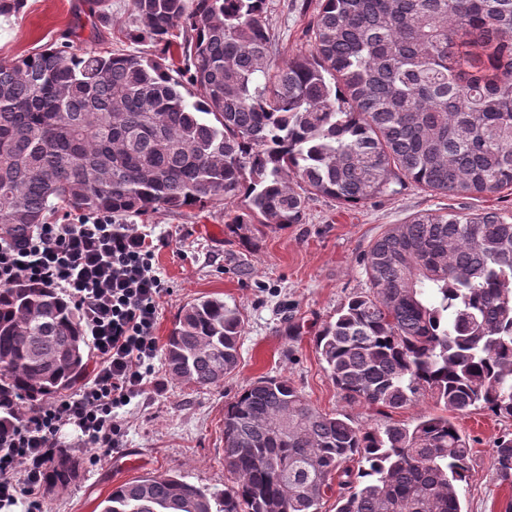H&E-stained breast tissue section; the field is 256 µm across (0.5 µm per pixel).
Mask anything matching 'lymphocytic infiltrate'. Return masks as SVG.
Returning <instances> with one entry per match:
<instances>
[{"label": "lymphocytic infiltrate", "instance_id": "obj_1", "mask_svg": "<svg viewBox=\"0 0 512 512\" xmlns=\"http://www.w3.org/2000/svg\"><path fill=\"white\" fill-rule=\"evenodd\" d=\"M153 260L150 234L108 215L40 224L18 239L0 236V288L26 280L66 296L97 357L79 389L29 409L0 383V508L43 512L41 491L49 463L63 451L64 429L103 453L120 448L118 411L152 384L159 351L153 330L165 284Z\"/></svg>", "mask_w": 512, "mask_h": 512}]
</instances>
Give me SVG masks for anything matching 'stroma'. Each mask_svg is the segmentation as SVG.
I'll use <instances>...</instances> for the list:
<instances>
[{
  "label": "stroma",
  "instance_id": "obj_1",
  "mask_svg": "<svg viewBox=\"0 0 512 512\" xmlns=\"http://www.w3.org/2000/svg\"><path fill=\"white\" fill-rule=\"evenodd\" d=\"M92 0H23L20 12L0 16V62L38 52L52 42H71L76 53L88 49L132 53L142 44L123 29L131 0H106L104 12ZM319 0H267L266 19L278 37L277 60L305 51L306 31ZM225 206L192 211H165L136 217L151 232L157 247L153 265L169 292L162 299L154 335L165 343L182 306L201 296L237 305L245 318L236 369L218 387L180 383L157 358L155 375L164 389L146 391L120 411L125 427L119 452L105 455L82 446L72 429L60 440L79 465V476L65 488L44 487V512H98L112 488L146 474L181 475L218 492L227 481L224 470V407L245 385L261 376L287 377L320 410L348 415L358 423L380 425L384 416L360 404L347 403L323 369L315 338L348 297L365 292L369 283L363 257L381 229L400 224L419 212L444 208L460 212L512 213V190L479 197L434 195L405 183L365 205H342L312 199L306 221L287 229H266L256 245L245 249L229 235L209 228L224 222ZM249 275H241V267ZM298 324L299 335L289 333ZM457 425L473 448L472 470L461 489L465 512H502L512 487L501 484L491 449L512 434V420L486 411L457 416Z\"/></svg>",
  "mask_w": 512,
  "mask_h": 512
}]
</instances>
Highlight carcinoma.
Listing matches in <instances>:
<instances>
[{"instance_id":"1","label":"carcinoma","mask_w":512,"mask_h":512,"mask_svg":"<svg viewBox=\"0 0 512 512\" xmlns=\"http://www.w3.org/2000/svg\"><path fill=\"white\" fill-rule=\"evenodd\" d=\"M129 39L153 52L67 45L0 64V233L50 213L142 216L239 199L243 247L305 220L308 201L359 205L412 182L441 195L512 188V0H320L308 51L275 61L266 0H131ZM356 293L316 336L344 400L384 414L429 397L414 425L316 408L259 377L224 408V470L112 488L101 512H463L473 452L450 415L512 418V214L422 212L388 225ZM244 317L186 303L167 336L171 375L219 386ZM89 343L57 292L0 288V378L31 400L69 389ZM512 484V436L491 451ZM356 466L351 467L349 463ZM70 457L48 483L66 486Z\"/></svg>"}]
</instances>
